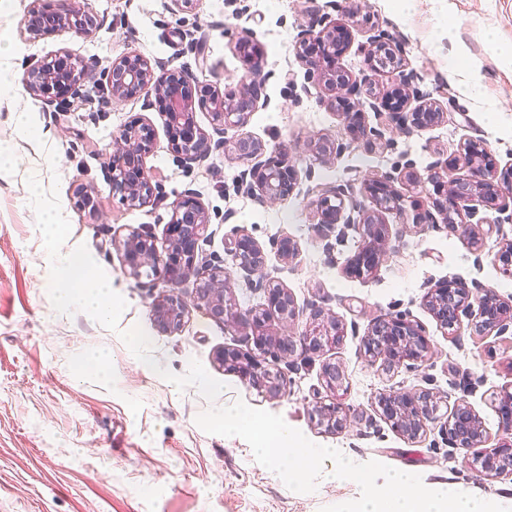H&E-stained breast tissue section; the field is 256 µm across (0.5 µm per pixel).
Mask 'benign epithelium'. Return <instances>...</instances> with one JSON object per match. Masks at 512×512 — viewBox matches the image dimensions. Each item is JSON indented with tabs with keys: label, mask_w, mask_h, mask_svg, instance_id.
I'll return each mask as SVG.
<instances>
[{
	"label": "benign epithelium",
	"mask_w": 512,
	"mask_h": 512,
	"mask_svg": "<svg viewBox=\"0 0 512 512\" xmlns=\"http://www.w3.org/2000/svg\"><path fill=\"white\" fill-rule=\"evenodd\" d=\"M96 26V17L84 0H75L62 11L34 5L26 19L27 31L37 36L51 35L63 27L86 35ZM351 42V25L334 23L318 31H305L296 46L298 58L320 76L328 92L324 103L343 115L350 141L362 140L371 147L387 132L409 138L443 121V106L416 85L414 73L406 70L403 59L397 57L399 41L379 30L369 34L361 48L369 69L374 73L387 72L396 81V87L389 94L376 96L368 102L376 126L367 125L364 113L360 112L363 105L360 98L364 88L371 85V77L354 76L340 63L342 48ZM91 75L92 70L85 64L61 53L51 62L31 67L24 74L23 83L31 95L51 100L59 95L78 93ZM256 77L255 71L247 76L242 91L235 98L224 97L216 85L201 87L194 97L182 75L165 71L142 54L131 51L112 61L105 79L114 100L143 93L162 105L171 149L187 164H199L209 158L213 148L232 142L237 158L247 163L240 186L259 205L268 206L294 191L298 171L288 147L282 145L267 156L261 142L242 132L253 112L258 110ZM198 107L211 110L215 133L222 135L217 142H212L210 135L197 125ZM153 132L149 122L135 118L114 136L110 158L112 185L131 207L144 206L153 197L152 175L145 165L146 155L152 149ZM308 146L318 158L346 148L344 143L323 136L311 139ZM484 153L483 141L469 138L460 147L458 165L436 162L423 176L409 163L400 181L414 188H423L429 183L436 190L435 194L427 196L429 209L418 218L421 227L434 228L440 222L448 231L469 237L476 247L482 246L476 228L482 224L494 227L499 237L494 261L501 264L503 272L512 275V239L504 232V225L512 224V163L499 171L484 161ZM461 167L466 169V174L457 173ZM366 199L373 204L370 210L364 204ZM400 199L395 178L390 175L370 176L358 189L347 182L318 191L317 198L311 202L317 217L314 230L325 241V247H331V238H342L350 226L362 235L361 248L343 268L346 275L363 278L380 267L389 252V229L383 214L393 212L390 203ZM475 201L494 210L497 216L477 217ZM346 204L350 205L347 214L344 213ZM434 211L441 216V221L433 218ZM210 224L209 211L199 197L177 198L172 203L162 246H157L149 235L129 230L123 243L124 269L136 277L163 276L169 290L154 301L152 311L156 325L169 332L179 329L189 312L178 286L187 278L195 277V305L214 321L245 330L254 344L245 350L225 348L219 356L225 369L276 398L282 393L281 376L271 372L270 363H292L298 357L334 349L343 341L345 327L330 310L320 305L312 304L307 309L297 307L291 292L266 268L262 246L243 230L224 240V251L231 257L234 268L251 276L250 287L264 292L265 311L243 309L227 298L233 272L204 261L199 248ZM275 246L282 259L288 262L299 255L297 241L288 236L277 239ZM422 301L440 326L452 332L457 331L462 318L468 316L475 318V328L481 333L499 335L512 327V299L505 300L476 283L470 288L459 280L444 279L430 286ZM270 314L275 315L288 332L271 334L265 322ZM301 323L304 330L295 331ZM363 346L368 362L374 364L380 360L388 369L407 361H423L431 352L430 340L422 329L403 314L374 318ZM322 378L334 397V402L321 407L322 421L329 429L342 430L348 423L347 410L341 402L348 389L346 376L341 367L328 362L322 365ZM445 401L447 396L428 390H391L381 396L379 404L384 419L394 429L415 439L425 431L427 423L436 419L439 404ZM497 412L502 437L489 449L483 448L487 435L482 422L466 400L454 402L445 421L451 447L480 449L477 460L482 472L495 477L512 475V387L498 396Z\"/></svg>",
	"instance_id": "benign-epithelium-1"
}]
</instances>
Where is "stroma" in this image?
Segmentation results:
<instances>
[{"label":"stroma","instance_id":"obj_1","mask_svg":"<svg viewBox=\"0 0 512 512\" xmlns=\"http://www.w3.org/2000/svg\"><path fill=\"white\" fill-rule=\"evenodd\" d=\"M33 0L0 6V34L11 48L17 78L0 91V144L11 164L0 172V512H321L355 500L356 483L335 481L325 461L314 492L289 490L257 463L241 438L203 431L196 417L244 401L281 415L310 441L340 450L357 463L377 461L421 476L426 487L445 483L478 496L512 499V476L487 477L465 451L450 448L444 419L450 401L466 399L490 441L501 435L495 398L512 386V330L481 336L462 327L448 334L422 304L424 286L459 278L512 297V276L494 263L497 238L474 250L468 238L444 227L419 229L425 195L405 192L401 216L386 215L391 231L408 224L402 240L372 276L347 277L343 266L361 243L356 231L326 253L313 229L308 189L368 175L395 173L412 162L425 172L433 162L457 155L470 137L481 138L492 159L512 162V0H195L176 8L171 0H88L97 18L92 33L65 29L38 37L25 20ZM375 27L399 33L409 69L421 90L441 101L448 114L431 129L398 138L391 149L371 152L354 142L339 155L317 158L311 136L341 141L342 117L321 103L323 85L295 57L305 29L344 22L348 11ZM264 47L258 97L261 106L245 128L267 148L288 145L297 160L299 185L266 207L238 190L244 168L232 150H218L200 164H184L170 149L154 98L143 94L109 99L103 71L130 51L189 79L190 90L216 85L239 93L249 63L235 49L241 29ZM66 51L93 66L78 96L51 103L30 95L22 75L41 60ZM28 114L31 135L10 120ZM155 130L146 165L154 196L131 209L114 193L109 161L113 139L131 119ZM84 188L95 209L76 206ZM193 193L208 208L211 224L201 247L224 263V240L246 230L262 245L268 268L298 306L330 308L346 335L334 350L295 364L278 362L281 397L269 398L217 361L227 347L246 348L241 331L191 309L181 329L159 332L152 304L166 285L157 277H134L122 264L130 229L163 239L171 205ZM61 222L55 238L43 220ZM297 240L294 262L281 260L275 240ZM87 258L93 275L112 282L113 312L97 318L66 302L68 289L57 256ZM404 314L429 338L428 357L391 370L364 357L362 339L371 320ZM141 344H133L134 336ZM104 357L103 371L87 360ZM341 365L348 378L343 403L358 424L328 432L315 411L329 394L323 363ZM447 394L426 431L407 439L377 411L380 394L397 389Z\"/></svg>","mask_w":512,"mask_h":512}]
</instances>
